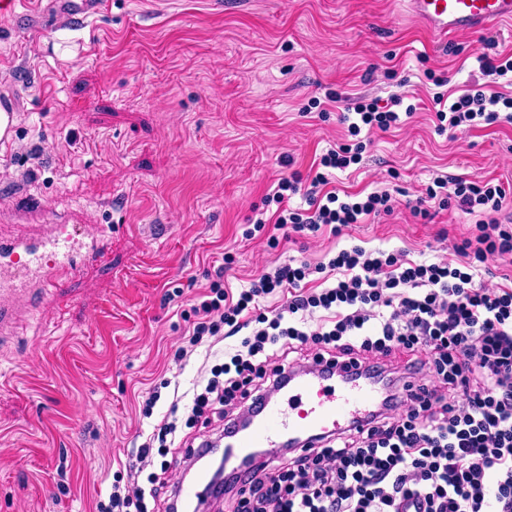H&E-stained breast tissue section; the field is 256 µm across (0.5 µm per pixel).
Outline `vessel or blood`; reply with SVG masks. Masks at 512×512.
<instances>
[{
	"label": "vessel or blood",
	"instance_id": "b4317fda",
	"mask_svg": "<svg viewBox=\"0 0 512 512\" xmlns=\"http://www.w3.org/2000/svg\"><path fill=\"white\" fill-rule=\"evenodd\" d=\"M62 15L80 21L99 17L109 0H51ZM411 16L434 40L476 32L512 21V0H405ZM103 242L93 232L80 240L38 225L24 237H0V327L13 324L16 295L42 305L68 279L100 255ZM376 398L373 383L359 382L352 373L330 362L291 369L285 388L266 397L258 412L246 420L221 453L226 466L237 469L258 448H279L284 442L339 432L365 421ZM178 495L194 512L212 497V481L205 474L180 485Z\"/></svg>",
	"mask_w": 512,
	"mask_h": 512
}]
</instances>
